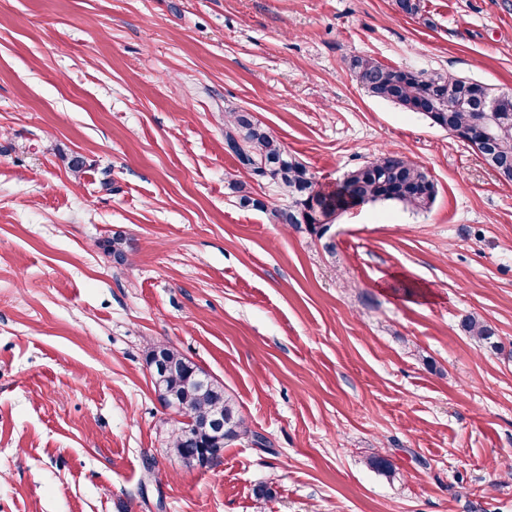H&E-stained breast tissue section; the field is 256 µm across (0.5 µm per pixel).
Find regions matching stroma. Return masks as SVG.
Returning <instances> with one entry per match:
<instances>
[{
    "label": "stroma",
    "mask_w": 512,
    "mask_h": 512,
    "mask_svg": "<svg viewBox=\"0 0 512 512\" xmlns=\"http://www.w3.org/2000/svg\"><path fill=\"white\" fill-rule=\"evenodd\" d=\"M421 6L0 0V512H512V182L345 64L512 92V0ZM240 109L323 185L389 150L435 201L276 223L287 196L225 148ZM158 343L265 447L171 454Z\"/></svg>",
    "instance_id": "35a3bbf8"
}]
</instances>
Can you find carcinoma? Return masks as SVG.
<instances>
[{"instance_id": "obj_1", "label": "carcinoma", "mask_w": 512, "mask_h": 512, "mask_svg": "<svg viewBox=\"0 0 512 512\" xmlns=\"http://www.w3.org/2000/svg\"><path fill=\"white\" fill-rule=\"evenodd\" d=\"M348 68L368 95L416 112L423 104L430 105L424 113L431 124L440 128L452 126L455 137L475 148L482 138V126L474 112L479 95L502 103L506 111L489 119L497 154L512 161V94L495 93L488 86L450 73L423 72L385 65L369 55H355ZM224 143L239 146L235 152L240 166L251 174L272 181L288 195L286 209H273L271 215L279 224L302 227L311 235H322L323 225L338 212L354 206L378 201L401 203L413 210L430 207L436 196V185L427 171L408 157L381 150L365 164L348 172L336 189L325 193L308 166L291 156L282 143L261 123L245 111H234L224 117ZM104 251L122 264L127 260L128 242L117 234L105 241ZM463 330L483 341L494 331L473 316L461 322ZM171 371L163 380L166 391L177 397V413L193 419L216 411L224 413V439H252L263 445L264 439L250 432L245 419L224 387L206 389L199 379L205 371L169 345L161 346ZM170 450L187 462L204 454L209 459L220 455L223 448L204 433H187L184 423L177 422Z\"/></svg>"}]
</instances>
